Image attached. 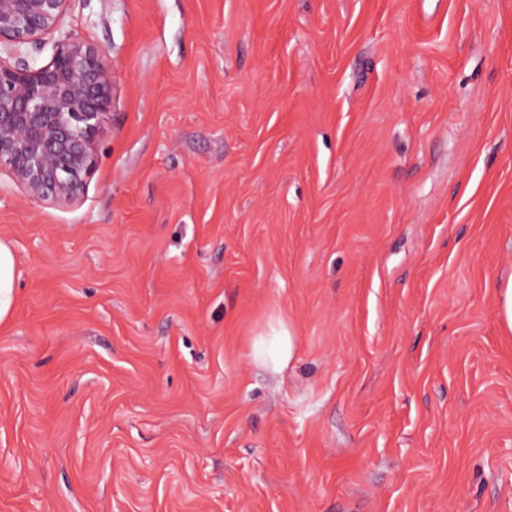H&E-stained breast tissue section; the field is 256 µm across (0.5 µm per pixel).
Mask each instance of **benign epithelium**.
Segmentation results:
<instances>
[{"label":"benign epithelium","instance_id":"7a95c632","mask_svg":"<svg viewBox=\"0 0 512 512\" xmlns=\"http://www.w3.org/2000/svg\"><path fill=\"white\" fill-rule=\"evenodd\" d=\"M69 0H0V166L30 196L73 201L93 167L90 135L112 102L105 48L57 42L42 66L26 49L52 32Z\"/></svg>","mask_w":512,"mask_h":512}]
</instances>
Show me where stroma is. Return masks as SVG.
I'll list each match as a JSON object with an SVG mask.
<instances>
[{"instance_id":"stroma-1","label":"stroma","mask_w":512,"mask_h":512,"mask_svg":"<svg viewBox=\"0 0 512 512\" xmlns=\"http://www.w3.org/2000/svg\"><path fill=\"white\" fill-rule=\"evenodd\" d=\"M66 37L113 99L78 200L0 169V512H512V0H71L38 64ZM16 257L11 248L0 242V323L15 304ZM498 288V317L502 326L512 331V275L496 286ZM273 335L262 341L254 351V357L280 371L293 357L295 339L284 326L273 330Z\"/></svg>"}]
</instances>
